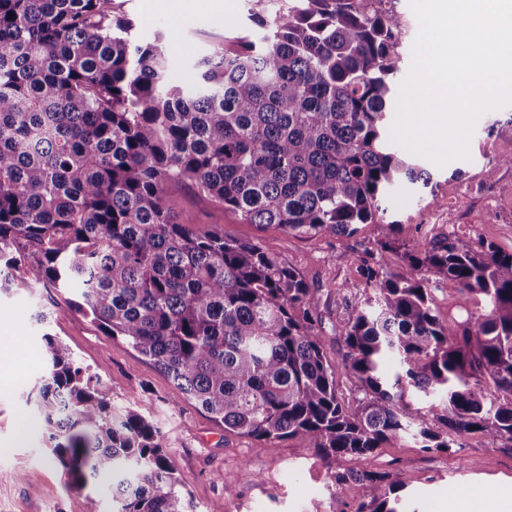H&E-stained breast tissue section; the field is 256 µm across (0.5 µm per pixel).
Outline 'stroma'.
<instances>
[{"instance_id":"stroma-1","label":"stroma","mask_w":512,"mask_h":512,"mask_svg":"<svg viewBox=\"0 0 512 512\" xmlns=\"http://www.w3.org/2000/svg\"><path fill=\"white\" fill-rule=\"evenodd\" d=\"M114 3L116 16L132 22L133 40H162L174 72L182 76L191 66L184 57L187 45L203 56L238 33L255 40L263 34L249 19L250 0H224L220 15L169 0L149 22L143 19V0ZM469 151V159L431 167L429 186L398 188L386 201L382 223H397L400 243L451 235L512 252V167L502 163L512 156V105L487 111L477 120ZM493 162L498 169L490 178L486 170ZM434 194L439 206H425V198ZM168 197L174 214L230 239L260 241L317 288L326 354L337 367L336 384L346 405L356 406L360 393L340 368L345 349L339 330L346 301L364 290L356 268L365 252L374 249L381 224L360 225L350 237L295 236L242 223L187 182L171 184ZM65 298L61 289L32 275L25 285L0 296V357L16 366L11 388L0 391V512L112 509L111 498L96 484L80 490L69 486L48 457L47 438L25 403L28 391L45 374L40 338L46 332L59 337L79 364L100 378L113 406L132 407L155 422L184 483L190 512H336L340 502L354 512L364 500L366 488L360 483L334 488L330 467L302 437L261 441L225 432L148 358L108 336L82 313L57 316ZM39 309L49 312L48 323L35 321ZM347 466L401 474L406 512H456L462 502L474 504L477 512H498L494 492L512 495V447H501L479 432L468 435L463 447L433 451L419 448L408 436L385 444L372 458H351ZM249 470L258 473V480L246 478Z\"/></svg>"}]
</instances>
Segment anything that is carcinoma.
Segmentation results:
<instances>
[{
    "label": "carcinoma",
    "instance_id": "obj_1",
    "mask_svg": "<svg viewBox=\"0 0 512 512\" xmlns=\"http://www.w3.org/2000/svg\"><path fill=\"white\" fill-rule=\"evenodd\" d=\"M384 0H288L265 30L200 58L188 89L159 42L136 44L112 0H0V293L36 278L148 358L224 430L300 436L355 480V512H399L396 474L345 468L410 436L426 450L475 432L512 446V253L457 237L403 253L409 278L377 256L357 273L342 365L362 398L345 405L312 288L256 241L176 221L167 185L188 181L245 224L350 236L403 185L430 172L394 150L387 104L406 22ZM451 281L467 317L443 319L431 284ZM478 296L482 309L468 311ZM47 375L26 402L54 464L81 489L112 479L113 512H187L159 429L117 412L99 379L50 333ZM396 362L390 377L383 362ZM432 398L414 418L405 389Z\"/></svg>",
    "mask_w": 512,
    "mask_h": 512
}]
</instances>
